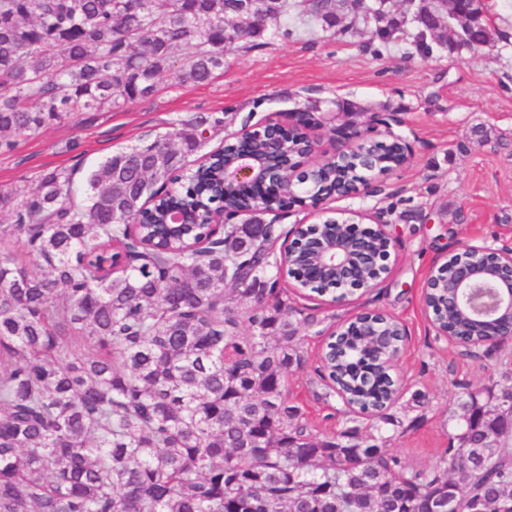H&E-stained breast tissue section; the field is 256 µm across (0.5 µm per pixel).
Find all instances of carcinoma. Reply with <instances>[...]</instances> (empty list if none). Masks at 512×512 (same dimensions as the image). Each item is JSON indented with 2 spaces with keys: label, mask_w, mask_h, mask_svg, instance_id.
Instances as JSON below:
<instances>
[{
  "label": "carcinoma",
  "mask_w": 512,
  "mask_h": 512,
  "mask_svg": "<svg viewBox=\"0 0 512 512\" xmlns=\"http://www.w3.org/2000/svg\"><path fill=\"white\" fill-rule=\"evenodd\" d=\"M347 7L373 54L401 41L429 58L500 33L461 0L466 36L440 33L446 0L396 16ZM0 0V154L82 112L152 95L175 51L201 84L224 56L298 24L343 32L336 0ZM194 123L107 157L81 189L47 170L0 187V512H512V369L459 403L448 448L416 468L356 427L318 435L288 396L304 369L299 333L322 319L276 287L269 243L285 235L259 204L192 171ZM378 165L392 150L359 147ZM187 187L172 201L165 188ZM242 211L179 235L169 203ZM23 241L48 270L30 271ZM448 317V289L429 299ZM353 336L318 372L331 396L388 424L386 369Z\"/></svg>",
  "instance_id": "1"
}]
</instances>
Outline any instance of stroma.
Segmentation results:
<instances>
[{"instance_id": "obj_1", "label": "stroma", "mask_w": 512, "mask_h": 512, "mask_svg": "<svg viewBox=\"0 0 512 512\" xmlns=\"http://www.w3.org/2000/svg\"><path fill=\"white\" fill-rule=\"evenodd\" d=\"M485 14L503 35L496 46L427 59L402 43L379 57L364 52L358 27L336 36L319 30L289 40L267 35L251 50L228 54L209 82L180 83L173 69L150 97L82 113L21 140L0 154V186L33 182L52 169L83 180L116 151L200 116L222 120L209 134L210 152L230 133L293 111L338 112L353 103L369 114H395L412 147L409 164L376 176L379 192L324 203L330 211L362 210L388 222L397 240L392 272L377 288L342 301L291 290L293 305L324 323L321 333L303 339L307 366L289 375L288 388L312 426L339 429L347 407L338 396H325L317 375L328 333L363 310L398 318L408 331L398 402L419 390L429 405L421 425H386L380 435L409 465L430 466L448 446V418L464 390L489 387L512 367V340L474 356L437 339L423 301L429 272L446 254L512 238V0H486ZM402 199L406 218L397 206Z\"/></svg>"}]
</instances>
